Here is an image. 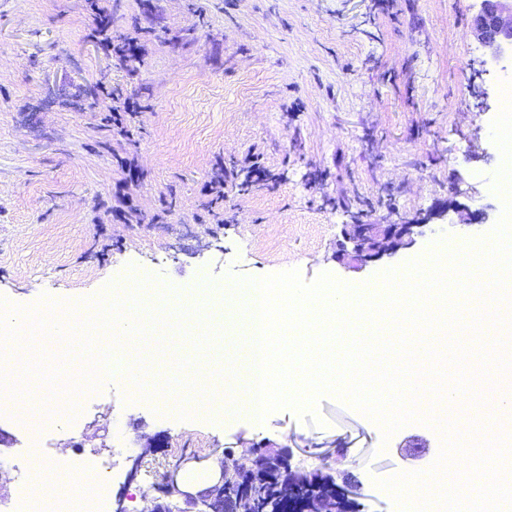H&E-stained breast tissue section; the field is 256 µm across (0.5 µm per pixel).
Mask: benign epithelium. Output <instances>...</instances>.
<instances>
[{
	"mask_svg": "<svg viewBox=\"0 0 512 512\" xmlns=\"http://www.w3.org/2000/svg\"><path fill=\"white\" fill-rule=\"evenodd\" d=\"M473 37L487 51L491 62L497 64L507 48L512 49V0H479L478 9L472 14ZM423 224L419 220H393L389 217L364 223L357 219L344 225L342 243L343 256L358 268L378 261L399 250L410 249L422 234ZM293 454L288 446L278 449H263L258 461L277 467L292 462ZM229 469L221 465L212 469L207 486H190L191 475L179 466L167 476L165 483L157 488L159 496L166 499L179 498L185 508L182 512H199L203 504L210 512H217L219 504L215 494L227 485ZM334 507L327 509L320 499L298 500L303 512H346L351 500L343 489L330 485Z\"/></svg>",
	"mask_w": 512,
	"mask_h": 512,
	"instance_id": "obj_1",
	"label": "benign epithelium"
}]
</instances>
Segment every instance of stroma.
<instances>
[{
    "label": "stroma",
    "instance_id": "stroma-1",
    "mask_svg": "<svg viewBox=\"0 0 512 512\" xmlns=\"http://www.w3.org/2000/svg\"><path fill=\"white\" fill-rule=\"evenodd\" d=\"M112 39H93L88 0H0V300L77 303L144 270L181 286L295 269L357 288L442 237L492 232L503 206L492 139L498 69L471 34L476 0H110ZM140 99L129 137L112 93ZM266 169L245 181L248 158ZM223 177L224 198L207 193ZM372 210L425 220L414 247L354 272L336 255L344 224ZM173 403L104 378L48 459L115 454L107 503L154 488L180 458L287 445L297 471L331 466L361 512H390L378 481L428 470L436 429L379 425L335 396L321 424L289 408L254 431L243 417L178 419ZM414 445L416 454L401 452ZM140 459L129 477L132 459Z\"/></svg>",
    "mask_w": 512,
    "mask_h": 512
}]
</instances>
